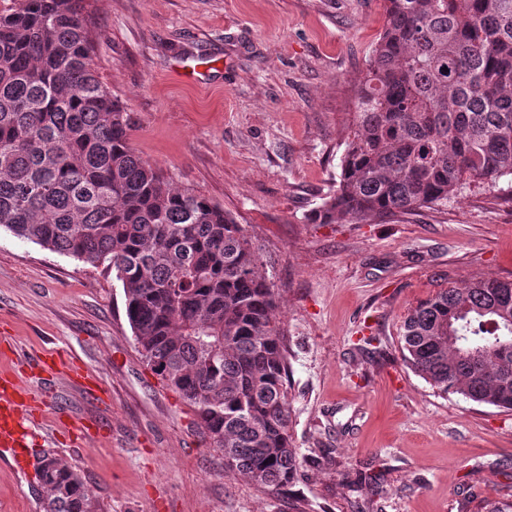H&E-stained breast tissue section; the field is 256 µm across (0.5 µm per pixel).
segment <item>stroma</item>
<instances>
[{"label":"stroma","mask_w":512,"mask_h":512,"mask_svg":"<svg viewBox=\"0 0 512 512\" xmlns=\"http://www.w3.org/2000/svg\"><path fill=\"white\" fill-rule=\"evenodd\" d=\"M100 81L131 113L132 145L178 187L236 217L258 248L288 337L298 448H332L379 483L376 512H480L512 496V410L439 395L403 362L400 325L438 289L512 280V202L479 187L448 207L312 224L332 194L384 0H89ZM375 336L380 352L356 349ZM62 348L109 391L25 385L57 402L35 451L76 467L98 512H350L335 472L278 493L224 465L141 358L114 274L0 233V347ZM9 359V360H12ZM9 360L0 357V369ZM107 430L74 447L66 419ZM35 470L0 458V512H41Z\"/></svg>","instance_id":"stroma-1"}]
</instances>
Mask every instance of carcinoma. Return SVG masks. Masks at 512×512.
Returning a JSON list of instances; mask_svg holds the SVG:
<instances>
[{"mask_svg": "<svg viewBox=\"0 0 512 512\" xmlns=\"http://www.w3.org/2000/svg\"><path fill=\"white\" fill-rule=\"evenodd\" d=\"M336 191L314 224L448 206L467 186L512 196V0H385ZM97 76L86 0L0 10V229L112 272L147 366L192 408L226 468L278 492L336 467L374 512L377 486L290 433L288 338L242 225L174 188L131 144ZM406 365L441 395L512 410V280L473 278L411 309ZM43 512H97L77 470L37 462Z\"/></svg>", "mask_w": 512, "mask_h": 512, "instance_id": "obj_1", "label": "carcinoma"}]
</instances>
